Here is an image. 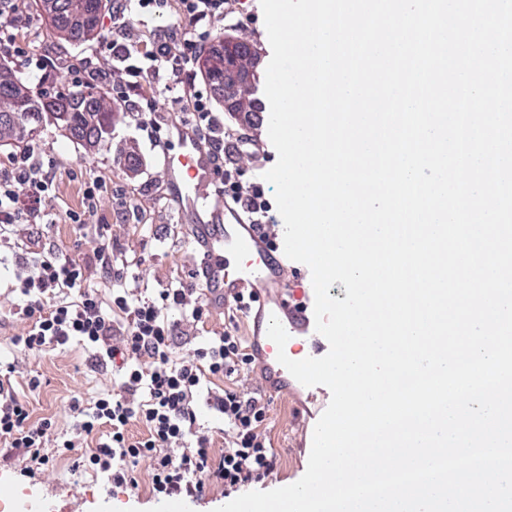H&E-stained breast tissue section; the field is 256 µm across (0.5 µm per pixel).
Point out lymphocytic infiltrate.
I'll return each instance as SVG.
<instances>
[{"mask_svg":"<svg viewBox=\"0 0 512 512\" xmlns=\"http://www.w3.org/2000/svg\"><path fill=\"white\" fill-rule=\"evenodd\" d=\"M231 0H180L188 32L174 28L155 37L148 54L150 68L135 64L111 73L91 57L67 65L26 54L16 41L28 18L20 0H0V47L25 57L28 69L55 73L60 87L107 89L120 109H128L151 73H165L177 92L169 108L148 100L140 125L153 143L167 111L190 107L193 126L210 148L216 164V191L240 214L269 228L272 206L259 183H242L240 167L259 150L247 126H228L214 115L211 88H198L193 74L212 43L211 27L226 19ZM54 161L39 145L14 154L0 167V248L15 254L22 269L10 299L21 330L9 338L12 361L0 362V459H25L23 476L53 472L63 456L73 469L96 474L113 487L138 488L147 478L150 492L162 498H199L214 485L234 491L268 477L276 453L267 437L268 403L260 386L250 384L255 362L237 324L200 339L199 327L211 315L210 302L193 281L172 280L152 293L139 284L148 280L146 260L129 263L117 253L113 225H90L105 182L85 190L82 211L68 212L82 227L77 246L81 258L41 249L33 258L22 253L20 230L31 223V204L45 201L54 181ZM108 287H95V279ZM80 346L91 353L97 370L121 368L112 387L89 403L73 399L66 424L53 418L33 419L13 380L22 362L45 351ZM224 424V450L215 454L213 435L201 411ZM145 433L136 437L132 425Z\"/></svg>","mask_w":512,"mask_h":512,"instance_id":"lymphocytic-infiltrate-1","label":"lymphocytic infiltrate"}]
</instances>
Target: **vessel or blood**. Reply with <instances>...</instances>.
I'll return each instance as SVG.
<instances>
[{"mask_svg":"<svg viewBox=\"0 0 512 512\" xmlns=\"http://www.w3.org/2000/svg\"><path fill=\"white\" fill-rule=\"evenodd\" d=\"M168 142L178 151L165 156L167 184L182 222L190 227L194 244L202 250L205 276L201 286L212 306L223 307L246 291L260 294L270 288H287L285 270L257 226L246 223L223 201H209L206 190L216 178L215 164L194 130L184 122H172ZM313 307V297H306L292 308L283 326L288 333L310 335L312 355L319 358L327 354L329 343L315 331ZM270 316V311L258 310L250 335L265 386L274 391L287 383L288 371L278 362L277 346L267 335Z\"/></svg>","mask_w":512,"mask_h":512,"instance_id":"b4317fda","label":"vessel or blood"}]
</instances>
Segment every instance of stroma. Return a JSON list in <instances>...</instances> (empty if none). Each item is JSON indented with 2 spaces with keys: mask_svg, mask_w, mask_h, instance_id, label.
Returning a JSON list of instances; mask_svg holds the SVG:
<instances>
[{
  "mask_svg": "<svg viewBox=\"0 0 512 512\" xmlns=\"http://www.w3.org/2000/svg\"><path fill=\"white\" fill-rule=\"evenodd\" d=\"M237 13L217 22L215 32L246 30L257 43L262 63L272 55L260 0H240ZM29 24L18 38L29 51L61 60L91 55L111 42L113 26L102 16L96 36L73 46L58 41L34 0H23ZM46 155L55 157L56 194L43 201L41 211L55 214L56 222L45 226L31 223L28 232L43 237L67 256L77 253L78 228L68 223L67 211L83 207L85 188L96 180L108 184L91 221L119 224L123 230L118 245L128 257L148 260L152 277L160 282L187 278L199 261L189 241L178 208L169 196L163 170L162 148H151L140 129L136 110L115 113L112 128L102 144L93 146L69 138L55 126H47L36 138ZM25 371L39 376L42 386L29 393L34 416L64 418L72 396L91 400L111 385L112 378L94 371L90 354L79 347L52 351L26 359ZM269 419L267 435L277 453L272 474L256 483L259 491H269L298 481L305 473L310 454L309 424L321 416L331 400L322 385L307 387L289 381L286 390L267 394ZM21 464L0 461V512H162L163 504L151 497L147 486L136 492L114 489L93 473L73 470L69 461H59L54 475L22 477Z\"/></svg>",
  "mask_w": 512,
  "mask_h": 512,
  "instance_id": "obj_1",
  "label": "stroma"
}]
</instances>
